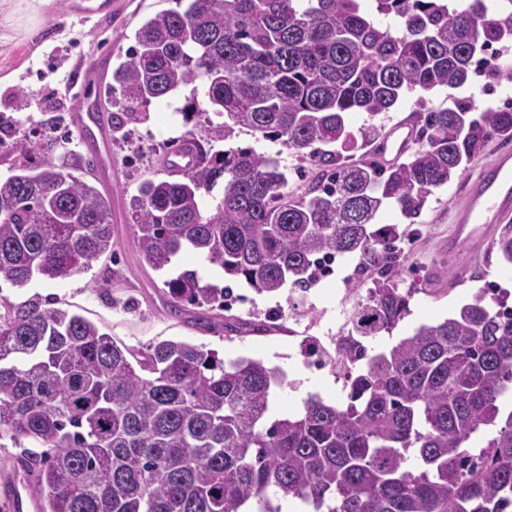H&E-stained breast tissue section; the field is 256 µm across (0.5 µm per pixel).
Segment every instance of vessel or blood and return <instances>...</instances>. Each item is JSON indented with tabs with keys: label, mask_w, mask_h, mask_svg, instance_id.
Here are the masks:
<instances>
[{
	"label": "vessel or blood",
	"mask_w": 512,
	"mask_h": 512,
	"mask_svg": "<svg viewBox=\"0 0 512 512\" xmlns=\"http://www.w3.org/2000/svg\"><path fill=\"white\" fill-rule=\"evenodd\" d=\"M76 126L85 132L92 113L88 99L93 89L91 73L78 78ZM512 220V152L502 151L477 175L465 189V201L452 215L453 230L448 247L461 252L487 239L491 228ZM11 512H40L41 506L32 490L27 472L15 469L11 476Z\"/></svg>",
	"instance_id": "1"
}]
</instances>
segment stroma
Here are the masks:
<instances>
[{
    "label": "stroma",
    "instance_id": "1",
    "mask_svg": "<svg viewBox=\"0 0 512 512\" xmlns=\"http://www.w3.org/2000/svg\"><path fill=\"white\" fill-rule=\"evenodd\" d=\"M110 16L79 18L70 13L68 0H0V113L17 119V136L34 142L53 136L57 143L48 159L62 162L68 153L79 159L87 154L77 140L73 95L60 89L63 76L74 74L90 61L103 65L96 88L105 91L112 80L117 57L135 46V33L156 12L172 8L173 0H112ZM184 94L151 103L149 117L138 124L131 139L111 141L105 165L95 170V185L112 202L113 239L116 257L94 262L88 272L46 282L32 280L25 288L0 285V297L17 302L31 295L56 298L60 307L83 315L117 344L143 349L161 340H182L218 351L225 360L250 357L279 367L285 374L275 395L281 413L302 410L303 380L313 382L312 394L325 402L345 403L339 370L334 363L315 369L299 354L301 339L328 345L338 328L349 323L371 284L355 256L340 257L333 276L309 289L285 286L280 293H258L235 287L239 299L231 313L245 321L276 317L268 333L206 331L196 316L221 319L220 310L189 307L171 313L164 276L141 264L133 231L127 223L126 202L135 184L146 177L160 178L158 160L165 146L187 130L203 134L206 123L198 117L183 122ZM500 143L490 142L458 175L428 196L417 225L387 209L379 223L397 225L399 245L408 257L400 283L411 292L409 311L392 333L377 339L372 352H380L412 334L420 324L447 318L478 291L488 299L512 306V266L502 265L493 241L481 244L473 254L448 250L451 215L463 200L464 186L478 170L490 163Z\"/></svg>",
    "mask_w": 512,
    "mask_h": 512
}]
</instances>
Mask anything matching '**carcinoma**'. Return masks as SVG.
I'll list each match as a JSON object with an SVG mask.
<instances>
[{"label":"carcinoma","mask_w":512,"mask_h":512,"mask_svg":"<svg viewBox=\"0 0 512 512\" xmlns=\"http://www.w3.org/2000/svg\"><path fill=\"white\" fill-rule=\"evenodd\" d=\"M175 0L146 19L137 47L112 71L105 94L112 134L127 139L147 107L186 91L185 122L206 116L168 151L166 177L130 195L139 261L169 273L191 251L258 293L312 286L327 257L357 255L373 271L349 335L374 338L406 315L398 287L406 257L398 227H375L393 209L417 223L434 188L453 180L492 140L512 142V106L472 116L458 99L424 108L418 148L388 166L344 153L385 135L355 136L347 115L371 118L414 92L490 87L512 78L494 46L512 41V0ZM244 126L309 162L308 188L287 191L288 167L251 147L213 150ZM0 180V281L63 280L115 254L112 206L85 177L94 167L50 159L31 145ZM224 184L220 197L213 195ZM512 265V235L496 242ZM170 309L230 311L232 288L185 270L164 281ZM350 376L347 404L310 396L304 412L270 420L282 373L183 341L119 345L85 317L34 294L0 300V439L27 438L43 512H261L293 498L313 512H512V311L476 293L448 318L422 323ZM495 432L468 445L480 428ZM419 461L407 467L410 456Z\"/></svg>","instance_id":"cac0c4a2"}]
</instances>
